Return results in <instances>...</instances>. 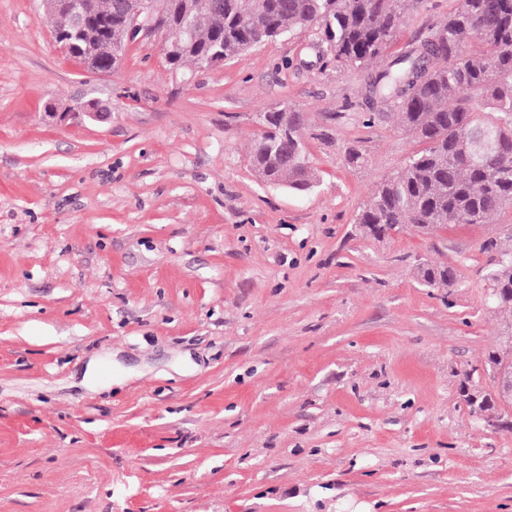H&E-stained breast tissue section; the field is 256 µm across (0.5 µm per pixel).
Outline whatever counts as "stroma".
I'll return each instance as SVG.
<instances>
[{"label": "stroma", "mask_w": 512, "mask_h": 512, "mask_svg": "<svg viewBox=\"0 0 512 512\" xmlns=\"http://www.w3.org/2000/svg\"><path fill=\"white\" fill-rule=\"evenodd\" d=\"M452 6L415 0L398 46ZM314 39L172 70L150 34L95 74L42 0H0V512H512V429L459 395L469 369L494 386L481 245L512 218L362 235L416 144L364 124L363 72ZM90 102L110 119L71 120ZM284 102L305 192L249 163ZM418 272L424 285L430 288H451L457 279L456 270L447 265L419 264Z\"/></svg>", "instance_id": "obj_1"}]
</instances>
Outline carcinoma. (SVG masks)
<instances>
[{
  "label": "carcinoma",
  "mask_w": 512,
  "mask_h": 512,
  "mask_svg": "<svg viewBox=\"0 0 512 512\" xmlns=\"http://www.w3.org/2000/svg\"><path fill=\"white\" fill-rule=\"evenodd\" d=\"M411 0H205L193 41L177 47L166 63L208 67L215 52L231 60L284 35L315 32L319 58L365 72V124L392 116L422 148L381 178L363 203L356 223L381 239L407 225L422 233L459 224H488L512 211V0H454L431 32L390 54ZM178 16L161 15L168 41L179 39ZM393 112H377L376 107ZM474 127L490 129L502 151L480 168L468 160L463 141ZM302 121L283 134L277 121L262 122L250 142L249 160L265 180L284 176L288 188L305 191L317 175L301 136ZM484 275L489 297L505 330L512 329V242L488 239ZM421 281L450 288L456 270L422 264ZM463 374L459 393L472 415L497 413L493 391Z\"/></svg>",
  "instance_id": "cac0c4a2"
}]
</instances>
